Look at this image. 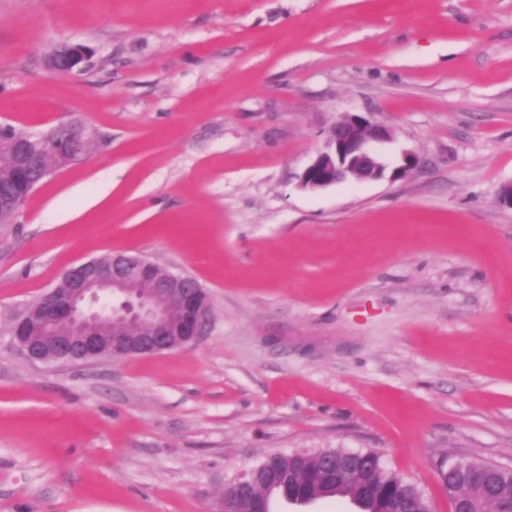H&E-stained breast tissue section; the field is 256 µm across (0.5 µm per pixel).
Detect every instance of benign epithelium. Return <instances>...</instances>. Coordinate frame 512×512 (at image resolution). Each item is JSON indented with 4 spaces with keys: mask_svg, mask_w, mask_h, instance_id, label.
<instances>
[{
    "mask_svg": "<svg viewBox=\"0 0 512 512\" xmlns=\"http://www.w3.org/2000/svg\"><path fill=\"white\" fill-rule=\"evenodd\" d=\"M92 50L62 44L47 58L61 72L83 68ZM392 139L387 127L360 113L347 112L330 130L324 147L300 176V185L320 190L409 175L421 163L405 152L391 166L377 146ZM91 138L81 126L61 127L46 137H0V164L9 168L0 210L16 208L35 188L28 168L49 176L87 152ZM62 287L50 289L15 319L11 337L30 359L42 362H87L101 357L156 355L182 349L202 336L211 304L201 285L144 257L117 251L67 269ZM257 465L241 471L216 499L211 512H234L233 503L250 487ZM375 494L407 501L422 494L412 485L385 481Z\"/></svg>",
    "mask_w": 512,
    "mask_h": 512,
    "instance_id": "benign-epithelium-1",
    "label": "benign epithelium"
}]
</instances>
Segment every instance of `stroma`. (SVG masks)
<instances>
[{
    "label": "stroma",
    "mask_w": 512,
    "mask_h": 512,
    "mask_svg": "<svg viewBox=\"0 0 512 512\" xmlns=\"http://www.w3.org/2000/svg\"><path fill=\"white\" fill-rule=\"evenodd\" d=\"M86 69H49L59 44ZM346 112L406 177L310 191ZM88 152L0 224V512H209L271 453L512 467V0H0V126ZM115 251L196 279L198 342L29 359L10 327ZM91 53L92 50L82 44H62L49 54L47 65L61 72L81 70Z\"/></svg>",
    "instance_id": "stroma-1"
}]
</instances>
